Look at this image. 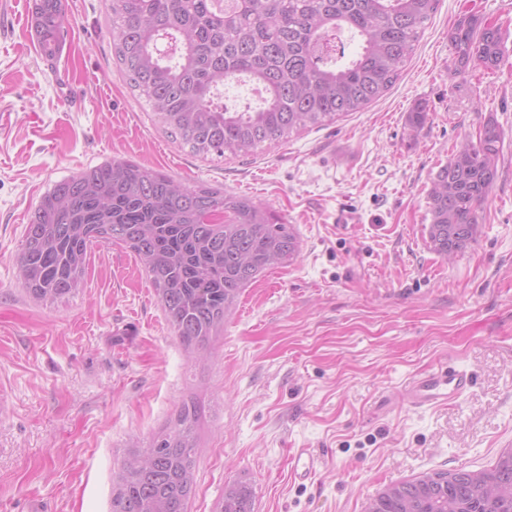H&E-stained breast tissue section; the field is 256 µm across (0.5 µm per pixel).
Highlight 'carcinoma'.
<instances>
[{
    "label": "carcinoma",
    "instance_id": "cac0c4a2",
    "mask_svg": "<svg viewBox=\"0 0 512 512\" xmlns=\"http://www.w3.org/2000/svg\"><path fill=\"white\" fill-rule=\"evenodd\" d=\"M438 0H109L112 51L130 89L168 135L201 158L248 156L266 143L360 112L398 80ZM47 58L63 38V0H30ZM357 57L332 54L344 32ZM507 32L471 15L448 38L455 72L495 70ZM250 82L252 107L224 105L221 88ZM502 131L490 119L460 144L428 191L430 249L447 260L475 241L477 211L498 178ZM136 255L181 343L203 350L243 288L292 263L299 237L262 202L112 159L48 189L16 254L29 297L55 302L80 288L88 251ZM198 413L184 402L131 453L112 487V512H187L194 492ZM246 480L224 485L218 512H253ZM365 512H512V449L489 468L434 471L384 487Z\"/></svg>",
    "mask_w": 512,
    "mask_h": 512
}]
</instances>
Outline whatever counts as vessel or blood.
Returning a JSON list of instances; mask_svg holds the SVG:
<instances>
[{
	"label": "vessel or blood",
	"mask_w": 512,
	"mask_h": 512,
	"mask_svg": "<svg viewBox=\"0 0 512 512\" xmlns=\"http://www.w3.org/2000/svg\"><path fill=\"white\" fill-rule=\"evenodd\" d=\"M472 376L447 364L421 374L401 392V399L409 408L427 409L458 401L472 386ZM293 474L299 480H307L316 472L320 459L307 449H299L291 455Z\"/></svg>",
	"instance_id": "vessel-or-blood-1"
}]
</instances>
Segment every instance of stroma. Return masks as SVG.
<instances>
[{"instance_id": "35a3bbf8", "label": "stroma", "mask_w": 512, "mask_h": 512, "mask_svg": "<svg viewBox=\"0 0 512 512\" xmlns=\"http://www.w3.org/2000/svg\"><path fill=\"white\" fill-rule=\"evenodd\" d=\"M28 3L0 0V512H111L128 452L190 398L201 419L188 512H217L240 477L255 512H363L388 484L487 467L512 448V0H439L382 98L258 155L207 160L129 89L107 0H64L51 64L27 34ZM470 13L509 38L500 69L466 85L448 33ZM490 119L499 176L475 241L450 262L429 247L427 193ZM113 158L267 203L300 237L296 261L245 288L207 349L173 334L122 246L93 247L81 288L53 303L16 276L50 185ZM449 362L474 379L460 401L402 404L415 376ZM298 448L322 458L305 482L291 474Z\"/></svg>"}]
</instances>
